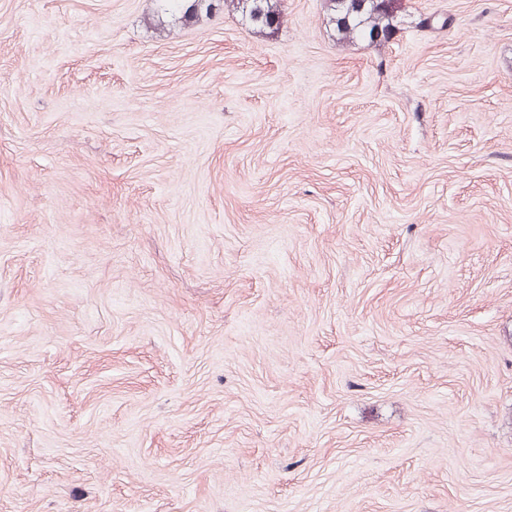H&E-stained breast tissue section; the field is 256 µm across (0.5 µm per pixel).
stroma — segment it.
Returning <instances> with one entry per match:
<instances>
[{"mask_svg": "<svg viewBox=\"0 0 512 512\" xmlns=\"http://www.w3.org/2000/svg\"><path fill=\"white\" fill-rule=\"evenodd\" d=\"M403 3L0 0V512H512V0ZM162 14H169L181 22L190 24L210 17L213 12L230 8L246 24L274 32L281 25L282 0H156ZM328 24L340 40L386 39L402 0H323Z\"/></svg>", "mask_w": 512, "mask_h": 512, "instance_id": "obj_1", "label": "stroma"}]
</instances>
